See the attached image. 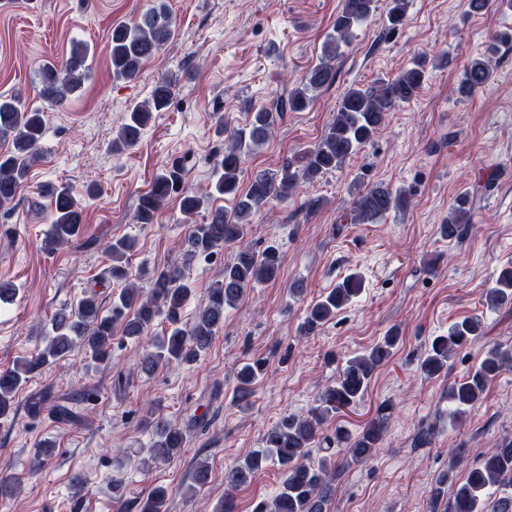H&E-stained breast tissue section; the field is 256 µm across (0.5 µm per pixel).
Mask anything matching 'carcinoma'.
<instances>
[{
  "label": "carcinoma",
  "mask_w": 512,
  "mask_h": 512,
  "mask_svg": "<svg viewBox=\"0 0 512 512\" xmlns=\"http://www.w3.org/2000/svg\"><path fill=\"white\" fill-rule=\"evenodd\" d=\"M376 0H342L336 16L334 35L325 42L324 54L311 66L302 81L291 89L275 94L268 103L248 113L247 122L237 128L224 126L219 116L218 129L224 133V154L217 159L211 190L196 194L185 186L187 166L175 159L159 173L150 188L139 197L135 212L138 224H154L161 208L174 199L178 202L184 222L191 225L183 258L153 274L150 289L144 290L130 282L128 259L136 247L130 237L114 239L106 244L112 258L109 270L112 280L123 287L112 295L109 309H103L97 293L89 292L74 306L57 310L45 327L44 348L31 355L17 358L0 371V418L14 408L16 396L24 384L46 365L63 358L75 348L84 351L89 360L99 365L109 362L116 329L127 340H140L153 328L161 314H166L168 326L143 351L141 372L152 374L173 363L190 364L211 345L216 332L224 324V312L233 308L254 285L269 282L278 276L282 254L275 245L257 252L246 241L252 218L271 200L285 199L299 180L313 182L326 172L340 167L344 161L373 139L383 128L386 112L413 99L422 88L427 66L437 65L442 58L419 59L393 79H378L368 87H350L340 96L336 113L320 141L297 159L284 161L273 173H260L240 193V175L245 158L255 147L264 143L275 126V118L288 112H300L309 107L313 93L333 86L336 82V53L348 42L353 30L371 18ZM409 0H390L383 19L384 28L393 31L405 18ZM172 19L165 0L155 4L130 23L112 25L110 58L112 77L131 82L139 78L143 64L153 57L172 37ZM89 47L82 42L72 45L63 65L46 62L39 67L40 96L50 105H63L68 96L88 77ZM492 76L491 65L476 58L465 68L458 93L469 97L484 88ZM175 81L163 80L144 103L134 107L112 137V147L131 149L136 146L152 114L164 110L170 103ZM46 125L45 111L28 105L20 93L0 97V142L8 149L0 154V208L10 206L27 180L31 167L39 160V143ZM39 192L50 201L51 228L42 241V248L54 252L72 243L81 234L83 211L67 187L43 185ZM238 199L232 211L208 207L214 196ZM404 200L402 193L375 186L358 190L353 196L350 223L374 224ZM468 199L459 197L449 212L442 233L450 238L462 236L471 224ZM207 215L200 224L195 216ZM223 247L233 248L224 263L221 278L208 288L207 302L193 321L184 324L180 312L191 293L190 268L199 257H208ZM363 290V277L352 272L336 283L324 297L307 307L301 331L310 335L336 317ZM512 303V263L503 268L495 286L482 295V305L498 310ZM479 323L464 319L448 329V335L436 336L425 346L419 369L432 378L448 367V357L479 339ZM399 332L390 330L362 355L348 359L334 385L317 398V404L304 415L283 416L263 437V447L245 457L227 474L229 488L247 483L275 460L282 469V482L272 501L259 505L257 512H325L333 494L329 474L336 470V456L330 447L321 449L318 461H311L314 446L319 441L323 425L337 412L359 402L373 373L393 356L399 344ZM512 367V349L491 347L480 364L465 377L448 385L446 398L449 416L459 419L479 403L489 384L506 368ZM265 372V362L256 359L244 363L237 373L236 398L249 402L253 385ZM393 413V404L378 406L375 417L365 423L362 431L351 436L336 429L334 441L345 444L350 460L360 462L370 458L383 440ZM152 441L149 459L141 462L148 468L178 457L184 448L183 430L163 418L150 425ZM208 462L196 463L189 491L196 492L210 479ZM451 492L445 491V485ZM504 495L493 499L492 488ZM168 490L158 485L138 503L139 512H166ZM429 512H512V439L499 443L483 455L478 464L467 471L463 479L454 477V465L437 482L432 491Z\"/></svg>",
  "instance_id": "1"
}]
</instances>
